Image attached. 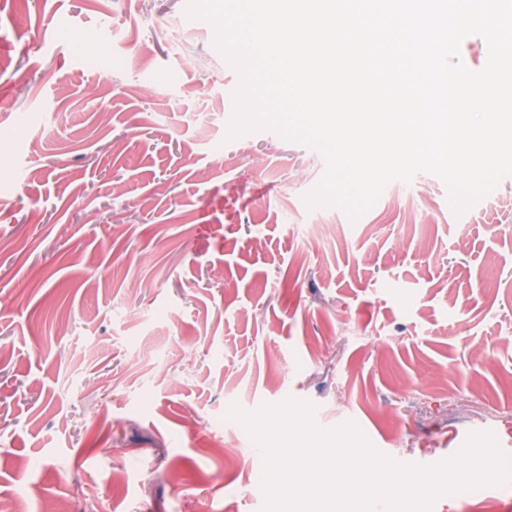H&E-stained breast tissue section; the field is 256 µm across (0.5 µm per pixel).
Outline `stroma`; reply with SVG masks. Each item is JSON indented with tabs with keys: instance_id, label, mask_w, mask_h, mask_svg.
I'll return each instance as SVG.
<instances>
[{
	"instance_id": "35a3bbf8",
	"label": "stroma",
	"mask_w": 512,
	"mask_h": 512,
	"mask_svg": "<svg viewBox=\"0 0 512 512\" xmlns=\"http://www.w3.org/2000/svg\"><path fill=\"white\" fill-rule=\"evenodd\" d=\"M188 0H0V512H263L231 407L429 467L512 463V176L358 219L321 154L228 139L240 77ZM191 50H171L177 33ZM431 512H512V480Z\"/></svg>"
}]
</instances>
